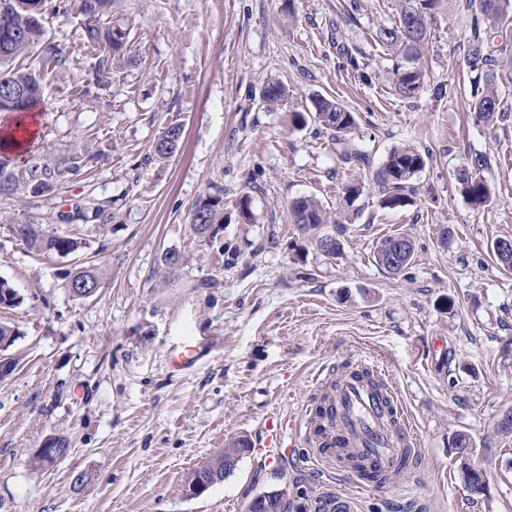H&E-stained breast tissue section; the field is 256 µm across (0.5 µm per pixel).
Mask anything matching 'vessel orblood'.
<instances>
[{
  "mask_svg": "<svg viewBox=\"0 0 512 512\" xmlns=\"http://www.w3.org/2000/svg\"><path fill=\"white\" fill-rule=\"evenodd\" d=\"M312 388L330 395L336 421L326 423L308 409L284 427L266 421L262 446L278 447L283 457L311 450L319 470L361 480L369 470L389 477L394 459L416 445L417 432L392 386L374 391L347 370L338 376L317 372Z\"/></svg>",
  "mask_w": 512,
  "mask_h": 512,
  "instance_id": "vessel-or-blood-1",
  "label": "vessel or blood"
}]
</instances>
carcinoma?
I'll return each instance as SVG.
<instances>
[{"label":"carcinoma","mask_w":512,"mask_h":512,"mask_svg":"<svg viewBox=\"0 0 512 512\" xmlns=\"http://www.w3.org/2000/svg\"><path fill=\"white\" fill-rule=\"evenodd\" d=\"M47 0H0V112L25 113L40 104L44 85L55 77L56 69L63 66L66 57L58 44L42 40V10ZM437 0H395L396 18L389 25H381L373 31L375 44L397 58L392 69L391 89L399 97L411 99L419 93L423 74L416 65L421 49L428 40L429 25ZM80 12L87 18L85 38L89 46L100 51L94 65L97 83L112 74L114 62L121 59L128 43L129 31L117 24L103 27L99 20L112 12V0H79ZM512 22V0H478V12L472 19V43L469 46L467 64L483 77L484 87L475 96L474 110L477 119L490 122L504 111L498 90L502 77L492 68L493 59L487 53L483 34L505 23ZM286 88L278 82L268 83L262 90L261 101L272 108L286 97ZM291 122L302 127L312 122L329 133L335 141L341 161L353 168L370 165V155L354 143L348 134L356 125L352 112L334 99L317 97L313 110L295 112ZM182 127L171 124L160 133L153 143V153L160 159L171 157L178 148ZM31 166L20 162V156L0 141V199L10 198L21 202V213L16 216L0 213V223L8 224L12 231L37 254L55 253L67 256L84 247L83 238L75 233L48 234L42 228L40 217L34 213L39 202L58 195L66 185L77 182L85 167V148L76 145L66 154L24 152ZM487 166V159L475 160L473 172L457 175L463 193L475 204H483L490 197L488 185L478 171ZM426 167V156L419 150L404 145L392 149L375 175L382 194V205L395 209L411 204L415 188L414 177ZM362 193V185L354 180L342 187L343 211L354 210V203ZM294 224L304 233L313 234L316 248H321L322 235L318 230L327 224H338L324 207L312 197H300L290 205ZM112 201L90 197L68 200L67 208L56 213L58 224H91L101 227L112 223ZM191 224L201 241L212 242L218 238L224 224V196L218 190L195 201L191 210ZM66 287L79 283L100 287V271L96 265L81 266L64 272ZM22 301L18 292L5 280H0V309H10ZM454 447L462 453L463 477L467 488L481 493L485 488L484 472L466 462L470 437L458 433ZM250 442L240 437L217 456L195 468L188 477L192 483L202 470L224 479L233 471L227 464L233 457H241L250 451Z\"/></svg>","instance_id":"carcinoma-1"}]
</instances>
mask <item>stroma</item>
Instances as JSON below:
<instances>
[{
	"label": "stroma",
	"mask_w": 512,
	"mask_h": 512,
	"mask_svg": "<svg viewBox=\"0 0 512 512\" xmlns=\"http://www.w3.org/2000/svg\"><path fill=\"white\" fill-rule=\"evenodd\" d=\"M475 12L474 0H440L419 60L424 85L404 99L371 38L394 19V0H116L111 19L130 26V51L102 87L78 0H52L44 33L67 62L44 86L35 146L82 144L96 158L37 214L58 231L64 197L88 194L111 199L115 219L86 233L76 257L30 252L0 225V279L22 297L0 311L19 330L6 352L16 368L0 381V512H246L257 494L281 489L297 506L332 497L356 512H512V437L496 432L512 411V271L491 251L512 237V84L505 116L477 120L466 66ZM270 81L289 91L274 111L260 98ZM321 95L355 114L351 138L370 167L350 169L316 125H290V112ZM174 122L179 149L152 160L153 139ZM401 144L428 160L412 204L390 209L373 175ZM479 156L492 193L482 205L456 181ZM352 179L363 184L359 214L336 255H322L290 204L312 196L336 210ZM218 190L224 229L206 244L190 209ZM396 233L416 253L390 276L374 251ZM169 250L188 259L172 273L161 263ZM79 261L102 271L88 299L62 279ZM192 342L204 357L173 369L171 356ZM360 359L388 364L420 435L415 467L365 487L317 471L307 453L272 468L254 449L188 495L196 466L236 438L257 441L269 417L311 405L322 364ZM460 432L486 474L483 494L463 481ZM53 438L69 454L40 461Z\"/></svg>",
	"instance_id": "stroma-1"
}]
</instances>
